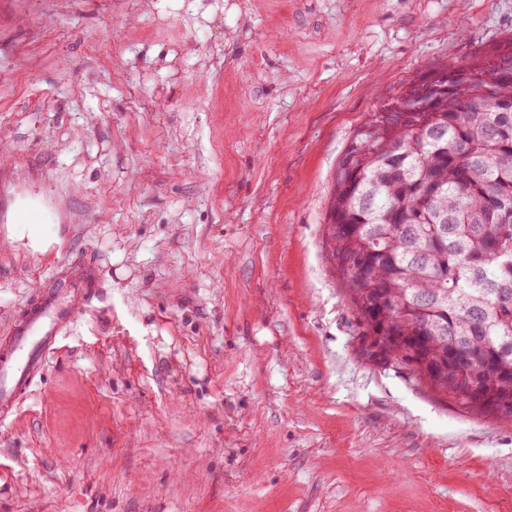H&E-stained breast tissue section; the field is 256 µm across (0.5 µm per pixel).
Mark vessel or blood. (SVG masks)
I'll list each match as a JSON object with an SVG mask.
<instances>
[{"label":"vessel or blood","instance_id":"vessel-or-blood-1","mask_svg":"<svg viewBox=\"0 0 512 512\" xmlns=\"http://www.w3.org/2000/svg\"><path fill=\"white\" fill-rule=\"evenodd\" d=\"M98 275L92 266L75 268L43 291L16 324L9 347L0 353V415L14 413L43 370L47 354L56 349L72 325L70 298L95 292Z\"/></svg>","mask_w":512,"mask_h":512}]
</instances>
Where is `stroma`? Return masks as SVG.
I'll return each instance as SVG.
<instances>
[{
	"label": "stroma",
	"mask_w": 512,
	"mask_h": 512,
	"mask_svg": "<svg viewBox=\"0 0 512 512\" xmlns=\"http://www.w3.org/2000/svg\"><path fill=\"white\" fill-rule=\"evenodd\" d=\"M511 49L512 0H0V347L99 276L0 512H512V418L368 352L327 225L366 116Z\"/></svg>",
	"instance_id": "1"
}]
</instances>
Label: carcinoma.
<instances>
[{"label":"carcinoma","mask_w":512,"mask_h":512,"mask_svg":"<svg viewBox=\"0 0 512 512\" xmlns=\"http://www.w3.org/2000/svg\"><path fill=\"white\" fill-rule=\"evenodd\" d=\"M512 51L450 66L433 112L367 118L329 211L374 354L471 411L512 416Z\"/></svg>","instance_id":"cac0c4a2"}]
</instances>
